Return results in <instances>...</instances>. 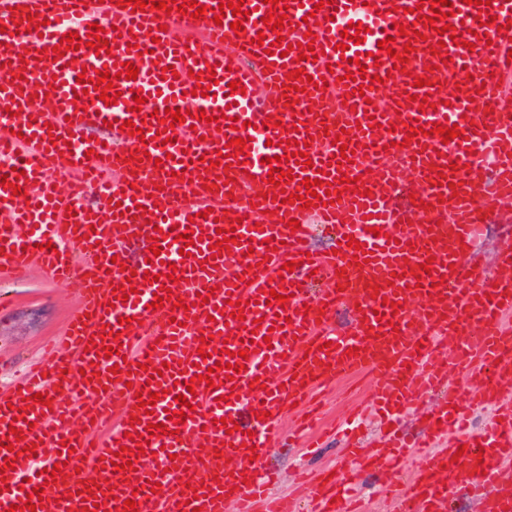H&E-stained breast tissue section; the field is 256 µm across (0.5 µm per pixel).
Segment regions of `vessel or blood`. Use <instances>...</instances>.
I'll use <instances>...</instances> for the list:
<instances>
[{
    "mask_svg": "<svg viewBox=\"0 0 512 512\" xmlns=\"http://www.w3.org/2000/svg\"><path fill=\"white\" fill-rule=\"evenodd\" d=\"M220 2L197 0L207 12L196 20L149 5L134 13L115 0H0V172H23L20 193L0 185V274L36 266L79 298L47 358L0 392V512L36 489V512H253L260 498L266 512H293L290 496L268 495L258 480L264 448L281 439L292 407L302 411L300 429L313 428L318 391L367 375L373 409L392 420L437 393L452 367L477 376L468 401L495 414L474 433L459 399L439 398L419 467L391 486L398 512H447L458 485L479 512H512L503 468L512 459V246L498 251L495 273L470 261L483 217L512 205V0L483 9L452 0L446 41L414 14L420 0L321 8L287 0L276 9L288 20L277 33L263 23L264 0H245L238 33L234 15L214 23ZM94 22L110 53L83 46L55 56L63 34L87 36ZM357 22L367 28L363 43L341 50L344 29ZM402 24L422 38L398 68L378 43L390 37L401 50ZM261 34L273 51L255 45ZM280 35L290 53L276 46ZM301 44L314 46L316 61L300 60ZM24 53L36 60L26 70ZM355 59L365 76L352 75ZM127 61L137 78H120ZM299 67L305 77L283 90ZM104 68L117 76L111 106L78 82ZM457 75L490 111L471 113L470 96L456 91L442 99L438 84ZM420 76L426 86H416ZM234 81L244 92H232ZM137 92L145 99L138 112ZM414 95L426 97L424 109L411 106ZM41 98L46 111L32 112ZM171 107L197 122L176 123L165 143L153 112ZM127 120L142 137L123 130ZM93 123L104 127L94 138ZM437 123L457 126L458 136L442 143ZM237 137L247 141L240 154L229 145ZM299 141L309 144L310 165L294 157ZM344 144L353 158H342ZM274 156L292 182L269 183ZM488 158L487 188L477 172ZM215 161L228 175L212 191L205 184ZM345 176L357 179L358 193L341 191ZM307 178L330 204L304 208ZM90 184L93 204L84 200ZM407 185L422 202L411 212L393 205ZM281 192L290 203L277 201ZM315 218L361 250L310 252ZM220 227L234 228L236 240L216 258L209 238ZM181 232L194 233V245L178 240ZM136 236L156 237L160 255L146 249L129 262ZM429 258L432 273L418 275ZM288 261L294 272H283ZM126 283L132 294L115 297ZM274 288L286 304L270 303ZM342 307L354 320L339 330ZM100 341L112 356L98 355ZM201 374L211 384L198 382ZM154 392L160 398L145 413L138 403ZM181 394L192 408L177 425L169 414ZM161 423L175 434L158 431ZM406 455L394 437L377 456L346 449L338 469L310 484L312 512H366L347 482L368 469L398 472ZM57 463L61 472L49 478ZM87 470L95 481H83Z\"/></svg>",
    "mask_w": 512,
    "mask_h": 512,
    "instance_id": "1",
    "label": "vessel or blood"
}]
</instances>
